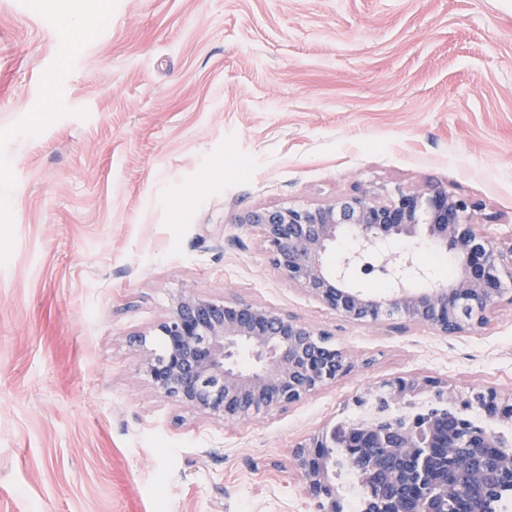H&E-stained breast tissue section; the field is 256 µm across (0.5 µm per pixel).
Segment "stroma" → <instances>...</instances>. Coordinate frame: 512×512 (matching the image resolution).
<instances>
[{"label":"stroma","instance_id":"1","mask_svg":"<svg viewBox=\"0 0 512 512\" xmlns=\"http://www.w3.org/2000/svg\"><path fill=\"white\" fill-rule=\"evenodd\" d=\"M0 0V512H318L291 452L396 378L512 395V289L459 336L354 326L254 210L439 182L512 244V0ZM295 316L352 370L225 422L131 338L185 290Z\"/></svg>","mask_w":512,"mask_h":512}]
</instances>
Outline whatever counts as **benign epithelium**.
<instances>
[{"label": "benign epithelium", "mask_w": 512, "mask_h": 512, "mask_svg": "<svg viewBox=\"0 0 512 512\" xmlns=\"http://www.w3.org/2000/svg\"><path fill=\"white\" fill-rule=\"evenodd\" d=\"M480 207L471 198L448 191L442 184L422 191L395 189L381 200L355 187L340 198L316 206L288 204L256 210L238 223L258 229L269 247L270 260L288 282L298 286L352 325L385 324L395 315L429 326L442 336H455L482 325L486 312L512 280V244L505 247L478 229ZM344 232L350 250L331 269L325 262L329 247ZM415 240L413 249L394 265L379 270L396 282L382 297H371L348 285L350 271L360 267L367 249L391 238ZM459 260L458 275L446 285L414 290L404 285L407 273L426 272L414 262L422 242ZM469 303L478 312H461ZM153 335L166 341L159 354L147 335L133 341L139 371L160 395L200 415L226 422L245 421L296 404L350 368L346 354L322 345L311 325L274 309L246 301L226 302L179 295ZM431 378L382 384L397 402L438 386ZM451 424L431 429L437 446L451 447ZM355 459L371 465L355 471L383 477L382 489L395 501L405 499V485L389 465L392 458L412 465L420 453L413 428H393L383 434L371 424L361 427ZM327 442L314 436L292 451V462L307 491L319 499L322 512H334L336 489L328 479L329 459L320 452Z\"/></svg>", "instance_id": "7a95c632"}]
</instances>
